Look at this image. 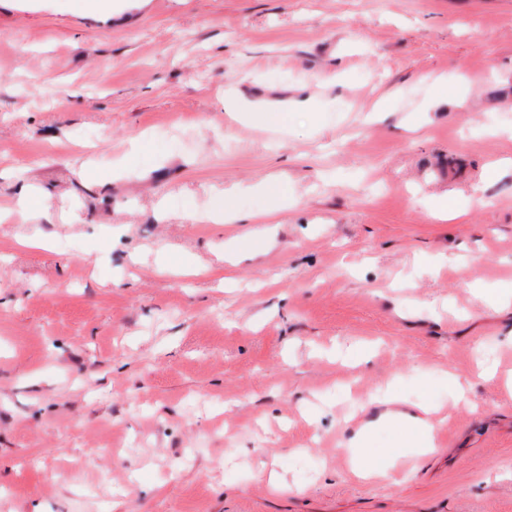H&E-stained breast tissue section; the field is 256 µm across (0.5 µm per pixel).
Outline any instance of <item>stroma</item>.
I'll use <instances>...</instances> for the list:
<instances>
[{"label": "stroma", "instance_id": "35a3bbf8", "mask_svg": "<svg viewBox=\"0 0 512 512\" xmlns=\"http://www.w3.org/2000/svg\"><path fill=\"white\" fill-rule=\"evenodd\" d=\"M25 190L0 512H512V0H0V209ZM390 388L438 449L355 477ZM372 431L369 428H361L350 439L348 450L352 454L351 471L358 477L370 478L374 476L385 477L387 472L376 467L364 453L363 446L369 441Z\"/></svg>", "mask_w": 512, "mask_h": 512}]
</instances>
